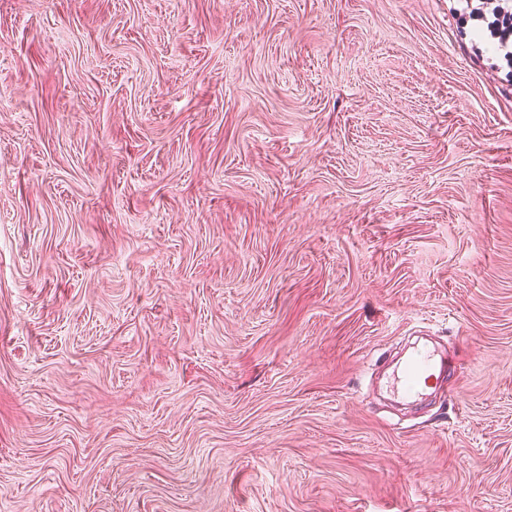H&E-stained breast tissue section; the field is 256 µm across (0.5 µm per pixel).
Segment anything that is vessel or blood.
<instances>
[{"label": "vessel or blood", "mask_w": 512, "mask_h": 512, "mask_svg": "<svg viewBox=\"0 0 512 512\" xmlns=\"http://www.w3.org/2000/svg\"><path fill=\"white\" fill-rule=\"evenodd\" d=\"M447 369L445 356L435 345L427 342L413 344L409 354L387 375L386 392L399 402L420 401L431 381Z\"/></svg>", "instance_id": "vessel-or-blood-1"}]
</instances>
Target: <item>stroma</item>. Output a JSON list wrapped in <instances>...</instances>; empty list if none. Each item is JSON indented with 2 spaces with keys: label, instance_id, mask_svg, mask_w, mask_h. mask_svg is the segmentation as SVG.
<instances>
[{
  "label": "stroma",
  "instance_id": "1",
  "mask_svg": "<svg viewBox=\"0 0 512 512\" xmlns=\"http://www.w3.org/2000/svg\"><path fill=\"white\" fill-rule=\"evenodd\" d=\"M451 6L0 0V512H512V70ZM448 365L444 354L434 344L415 343L402 362L386 376V392L399 402L420 401L433 387L430 382L437 381Z\"/></svg>",
  "mask_w": 512,
  "mask_h": 512
}]
</instances>
